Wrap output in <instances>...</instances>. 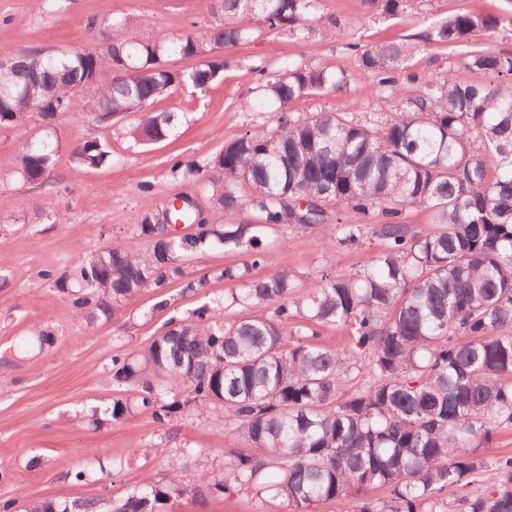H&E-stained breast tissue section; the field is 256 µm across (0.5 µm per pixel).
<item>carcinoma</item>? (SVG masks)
<instances>
[{
    "instance_id": "carcinoma-1",
    "label": "carcinoma",
    "mask_w": 512,
    "mask_h": 512,
    "mask_svg": "<svg viewBox=\"0 0 512 512\" xmlns=\"http://www.w3.org/2000/svg\"><path fill=\"white\" fill-rule=\"evenodd\" d=\"M224 19L199 37L160 32L124 36L102 49L22 52L0 66V128L35 112L50 121L74 109L112 125V116L139 115L129 135L160 142L179 126L171 112L149 107L171 89L203 93L221 77L215 50L248 44L256 24L312 48L348 25L317 23L316 0H219ZM375 14L397 18L413 0H364ZM512 15L457 13L437 20L422 40L461 52L463 67L480 83L448 75L408 78L406 109L367 125L342 113L292 119L281 114L268 136L247 132L224 144L209 162L213 178L187 164L183 176L203 183L217 209L255 214L259 223L218 224L190 209L173 220L193 226L185 236L162 235L145 220L146 248L118 246L84 258L73 281L43 274L82 310L110 316L114 305L173 280L183 290L206 287L187 262L207 248L245 250L250 259L226 266L231 305L246 312L222 323L171 317L175 331L156 337L136 359L112 360V381L139 388L137 407L161 425L195 405L224 414L225 426L248 447L221 479L201 473L164 484L146 480L121 498L50 499L24 512H157L191 493L229 498L252 494L281 499L288 512H311L330 500H353L349 512H512V455L489 464L480 448L512 426V52L469 49L488 40ZM361 66L381 90L396 84L419 46L406 40L364 48L352 43ZM198 59L189 70L175 59ZM263 96L288 108L311 93H330L344 80L284 62L250 67ZM59 152L50 135L26 143L15 158L25 183L43 182ZM75 164L97 169L107 144L85 141L71 151ZM247 182L252 192L238 185ZM336 204L366 217L336 219L334 241L357 244L368 234L381 249L354 274L324 273L305 284L287 271L262 276L261 234L282 226L315 228ZM432 211L436 227L417 232L406 210ZM347 335L342 350L318 342L319 328ZM385 490L365 500L368 489Z\"/></svg>"
}]
</instances>
